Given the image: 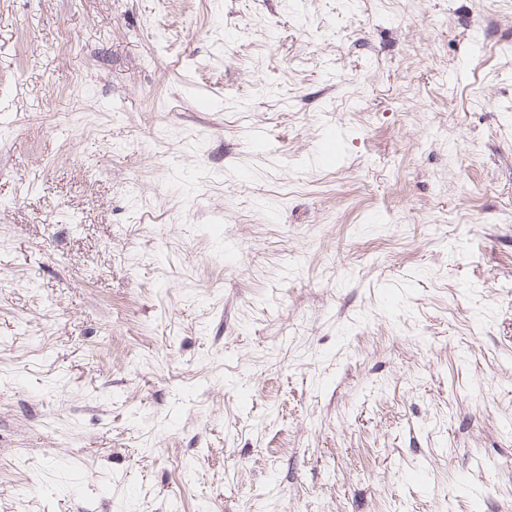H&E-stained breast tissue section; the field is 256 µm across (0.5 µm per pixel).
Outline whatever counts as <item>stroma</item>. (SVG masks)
<instances>
[{
  "instance_id": "stroma-1",
  "label": "stroma",
  "mask_w": 512,
  "mask_h": 512,
  "mask_svg": "<svg viewBox=\"0 0 512 512\" xmlns=\"http://www.w3.org/2000/svg\"><path fill=\"white\" fill-rule=\"evenodd\" d=\"M478 503L512 0H0V512Z\"/></svg>"
}]
</instances>
